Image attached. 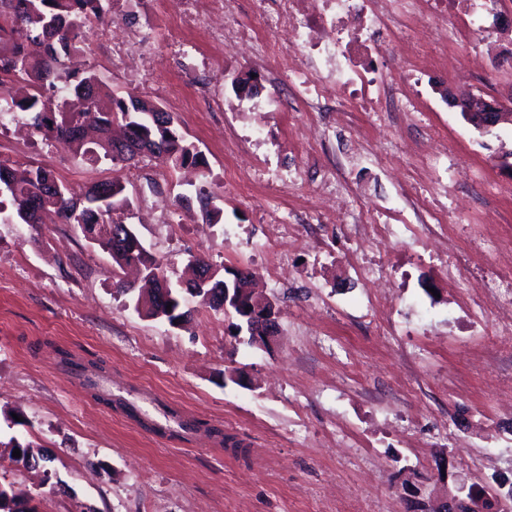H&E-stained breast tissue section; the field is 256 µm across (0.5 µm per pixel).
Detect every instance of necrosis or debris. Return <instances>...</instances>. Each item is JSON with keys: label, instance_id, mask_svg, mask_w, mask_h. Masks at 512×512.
Masks as SVG:
<instances>
[{"label": "necrosis or debris", "instance_id": "1", "mask_svg": "<svg viewBox=\"0 0 512 512\" xmlns=\"http://www.w3.org/2000/svg\"><path fill=\"white\" fill-rule=\"evenodd\" d=\"M498 0H276L275 23L282 31L272 42V53L290 59L295 76L296 106L315 111L322 101L339 91L347 100L339 107L349 132L347 160L359 162L371 154L375 163L390 168L393 158L410 148L408 141H389L383 113L398 115L410 125H421L424 138L438 141L442 133L431 123L433 108L430 74L466 80L484 67L492 46L482 43L468 70L452 63L458 43L469 41L482 28L483 13ZM411 37L422 48L421 57L401 68L399 74L378 67L379 37ZM367 113L361 124L357 113ZM455 166L437 167L419 155L418 167L398 206L367 203L346 176H339L333 193L323 195L326 207L347 217L355 252L363 257L352 267L349 281L368 290V303L378 308L391 303L393 275L408 261L410 243L428 244L450 282L456 283L467 317L470 336L492 335L501 349L512 354V227L496 235L487 258L496 268L493 277L472 283L469 263L452 260L457 237L448 233V208L438 200L442 179L456 178Z\"/></svg>", "mask_w": 512, "mask_h": 512}]
</instances>
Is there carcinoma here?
Segmentation results:
<instances>
[{
    "mask_svg": "<svg viewBox=\"0 0 512 512\" xmlns=\"http://www.w3.org/2000/svg\"><path fill=\"white\" fill-rule=\"evenodd\" d=\"M112 0H0V76L26 81V92L4 108L6 112L31 114L32 126L50 135L63 147L90 161L106 158L128 162L142 153L170 160L173 166L196 161L194 147L175 127L174 117L165 124L157 118V106L135 96L112 95L101 75L84 60L83 29L102 19ZM124 129L120 140L112 127ZM9 189L0 194L1 224H36L39 213L53 209L65 224L79 226L84 237L112 259V274L134 265L142 270L137 300L145 315L157 318L156 309L171 307L175 317L191 313L192 297L201 306L221 310L224 279L218 270L196 258V270L211 273L202 289L192 282L185 297L180 288L161 282L162 264L146 250L136 233L112 219V213L130 207L125 186L118 178L92 185L81 197L41 167L20 170L0 161V182ZM20 460L36 467L50 461L30 444L12 445Z\"/></svg>",
    "mask_w": 512,
    "mask_h": 512,
    "instance_id": "1",
    "label": "carcinoma"
}]
</instances>
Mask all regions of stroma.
I'll return each instance as SVG.
<instances>
[{"instance_id": "1", "label": "stroma", "mask_w": 512, "mask_h": 512, "mask_svg": "<svg viewBox=\"0 0 512 512\" xmlns=\"http://www.w3.org/2000/svg\"><path fill=\"white\" fill-rule=\"evenodd\" d=\"M179 0H113L107 29H90L85 60L113 94L134 95L172 113L202 163L183 168L142 155L128 163L91 164L29 125L0 127V161L33 164L82 192L119 177L131 200L116 217L133 225L171 281L188 276L192 257L213 267L249 269L263 295L277 301L280 331L268 347L249 344L223 312L197 308L181 327L138 314L119 292L112 260L74 224H0V484L13 486L26 512H413L415 489L445 496L459 484L477 488L512 479V426L494 441L496 391L512 384V360L491 347L457 340V289L438 265L412 271L391 318L429 324L421 336L378 345L366 291L337 296L336 257L346 240L342 218L297 213L330 168H348L366 200L397 199L414 160L392 172L343 155L310 165L301 151L304 124L338 136L335 102L322 111L289 110V81L261 84L238 97L230 81L254 73L250 52L212 46L180 21ZM485 13L498 59L470 91L512 102V32ZM138 35L144 65L124 64L127 39ZM432 121L448 139V156L464 172L449 183L463 229L464 254L486 252L490 219L512 220V198L488 196L485 172L508 178L499 148L512 149V124L482 136L447 107L435 78ZM267 104L262 130L252 103ZM247 140L260 181L244 196L229 185L224 133ZM295 170L296 186L275 180L273 168ZM210 185L221 211L209 221L196 199ZM296 225L308 245L289 251L282 225ZM294 270L275 284L266 259ZM67 351L86 365L75 375L60 360ZM248 381L227 382L229 371ZM47 450L52 477L13 457L10 440Z\"/></svg>"}]
</instances>
